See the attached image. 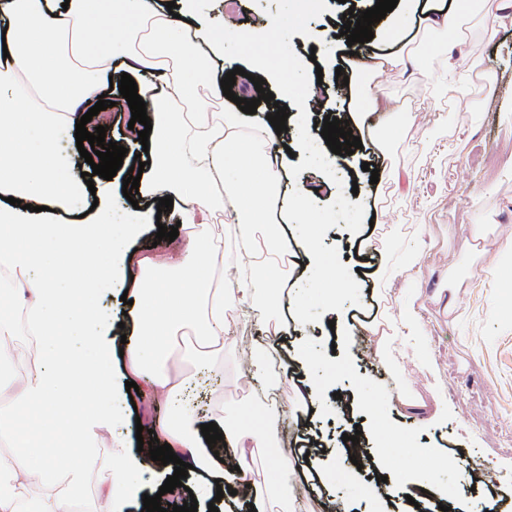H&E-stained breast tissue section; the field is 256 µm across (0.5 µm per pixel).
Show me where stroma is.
<instances>
[{
	"mask_svg": "<svg viewBox=\"0 0 512 512\" xmlns=\"http://www.w3.org/2000/svg\"><path fill=\"white\" fill-rule=\"evenodd\" d=\"M289 0H206L200 18L223 31L228 10L240 19L278 20ZM375 0H321L319 9L285 36L294 86L324 79L329 113L359 124L361 149L327 153L325 166L311 165L297 138L320 135L324 115L288 100L298 116L287 150L276 154L287 196L330 180L333 190L310 197L312 210L329 215L320 249L356 283L342 298L335 320L304 270L305 242L295 216L283 234L298 272L278 288L277 314L283 336L224 304L229 328L223 354L193 363L187 375L202 414H233L268 440L267 458L251 477L269 489L267 512H492L501 496L512 497V264L491 273L468 244L470 227L486 225L491 236L512 232V8L486 33L471 22L461 36L427 32L428 18L451 13L456 0H410L407 19L390 39V19L373 25L376 53L403 55L404 64L378 80L361 75L342 87L332 84L336 67L347 64L340 34L342 15L366 10ZM456 63L455 96L441 74ZM100 111L96 124L107 140L141 153L128 129L131 112L120 94ZM398 102L387 115L382 105ZM370 163L378 169L371 183ZM146 217L130 249L170 260L182 239L156 241L159 226H173L178 210L142 206ZM377 240L376 250L359 248ZM424 250L413 276L399 275L407 244ZM414 329L380 336L401 319ZM266 350L281 381L275 399L252 389L244 376L242 349ZM113 406L128 424L152 429L170 408L157 400L146 379L138 392L125 389L124 359L113 355ZM352 403L342 412L335 400ZM360 429L373 466L358 470L347 458L345 433ZM408 439L410 456L385 452L392 434ZM323 445L305 461L307 439ZM413 476L405 482L403 473Z\"/></svg>",
	"mask_w": 512,
	"mask_h": 512,
	"instance_id": "35a3bbf8",
	"label": "stroma"
}]
</instances>
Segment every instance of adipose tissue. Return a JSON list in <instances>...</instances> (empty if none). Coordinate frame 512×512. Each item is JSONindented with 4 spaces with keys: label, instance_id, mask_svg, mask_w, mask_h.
<instances>
[{
    "label": "adipose tissue",
    "instance_id": "obj_1",
    "mask_svg": "<svg viewBox=\"0 0 512 512\" xmlns=\"http://www.w3.org/2000/svg\"><path fill=\"white\" fill-rule=\"evenodd\" d=\"M202 10L203 0H184L176 17L159 11L154 0H0L9 52L0 59V264L16 272L0 287V307L10 311L0 319V367L18 356L17 332L50 343L48 364L0 378V387L14 391V407L29 418L28 425L10 430L13 455L0 457V512H76L75 494L98 468L107 470L109 482L94 512H117L145 492L140 453L118 442L105 458L98 448L101 432L116 428L109 404L112 351L102 339L98 295L118 273L133 284L131 320L141 334L126 349V366L149 380L156 396L175 403L160 434L200 475L195 496L215 497L217 486L242 479L212 454L190 405H177L186 380L169 357L185 330L193 334L186 360L223 352L225 300L265 321L274 314L288 252L273 218L283 176L272 161L269 122L245 139L239 113L210 108V98L222 94L215 60L246 41L192 24ZM115 58L161 73L168 88L161 95L147 83L138 85L153 114L151 165L139 191L181 204L180 221L190 233L173 275L154 257H129L126 243L141 225L137 211L119 224L103 205L88 222L53 219L54 209L83 191L61 160L58 124H75L79 112L98 102L105 87L99 64ZM21 74L37 87L41 104L21 105ZM180 107L188 113L177 121ZM311 194L304 189L291 206L331 314L351 284L335 259L318 249L325 218L309 210ZM203 208L231 209L241 241L232 262L224 260L223 239L198 223ZM50 483L58 491L29 498L30 490Z\"/></svg>",
    "mask_w": 512,
    "mask_h": 512
}]
</instances>
